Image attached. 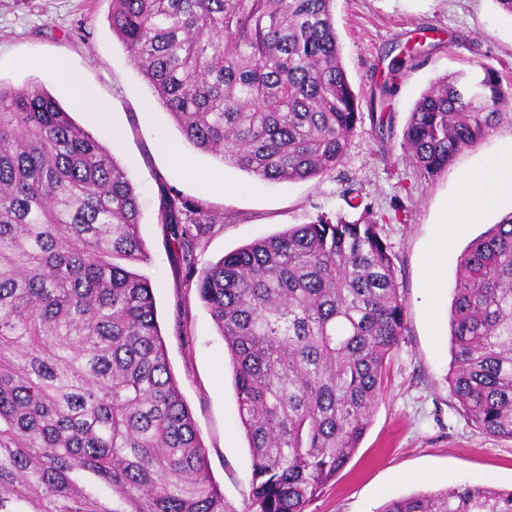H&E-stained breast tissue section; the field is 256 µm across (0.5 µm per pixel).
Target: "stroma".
<instances>
[{
    "mask_svg": "<svg viewBox=\"0 0 512 512\" xmlns=\"http://www.w3.org/2000/svg\"><path fill=\"white\" fill-rule=\"evenodd\" d=\"M111 11L112 0H0V87H42L128 173L141 205L139 230L148 256L138 270L154 288L170 366L225 498L244 512L252 461L230 356L195 289L186 287L183 261L168 248L159 220L163 198L172 189L204 201L222 218L197 254L202 264L323 213L352 219L366 208L376 216L398 215L397 222L383 225L382 233L405 302L403 340L387 363L384 396L358 451L305 512H378L389 499L457 482L511 489L512 439L486 435L471 425L447 381L448 310L457 255L497 223L500 212L466 226L440 269L437 287H428L425 267L439 204L458 191L464 173L512 138V111L477 146L427 180L405 163L401 143L417 99L437 77L483 63L512 84V16L495 0H336L343 64L360 95L364 119L336 172L270 183L222 164L184 139L113 32ZM421 32L425 52L386 99V111L395 115L394 134L379 144L370 119L372 93L399 45ZM59 63L94 89L108 122H91L76 109L77 89L56 80ZM181 155L193 159L196 176L182 171ZM348 187L359 191L357 207H350L343 195ZM433 301L439 306L434 319L428 311Z\"/></svg>",
    "mask_w": 512,
    "mask_h": 512,
    "instance_id": "1",
    "label": "stroma"
}]
</instances>
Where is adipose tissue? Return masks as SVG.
Instances as JSON below:
<instances>
[{
  "label": "adipose tissue",
  "mask_w": 512,
  "mask_h": 512,
  "mask_svg": "<svg viewBox=\"0 0 512 512\" xmlns=\"http://www.w3.org/2000/svg\"><path fill=\"white\" fill-rule=\"evenodd\" d=\"M491 205L512 209V139L486 156L475 172L464 177L451 203L441 205L430 249L429 278L437 277L456 234L480 219Z\"/></svg>",
  "instance_id": "ef3b65f1"
}]
</instances>
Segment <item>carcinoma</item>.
Here are the masks:
<instances>
[{
  "label": "carcinoma",
  "instance_id": "1",
  "mask_svg": "<svg viewBox=\"0 0 512 512\" xmlns=\"http://www.w3.org/2000/svg\"><path fill=\"white\" fill-rule=\"evenodd\" d=\"M334 2L112 0L111 24L198 151L293 182L335 172L363 119ZM422 52L400 49L382 95ZM511 110L491 67L438 78L410 112L405 156L430 179ZM161 223L231 356L252 458L244 512H304L360 447L403 339L382 226L322 214L199 269L207 204L169 195ZM139 224L104 145L44 89L0 87V512H238L134 271ZM448 325L460 409L512 439V213L460 254ZM381 512H512V490L453 484Z\"/></svg>",
  "mask_w": 512,
  "mask_h": 512
}]
</instances>
